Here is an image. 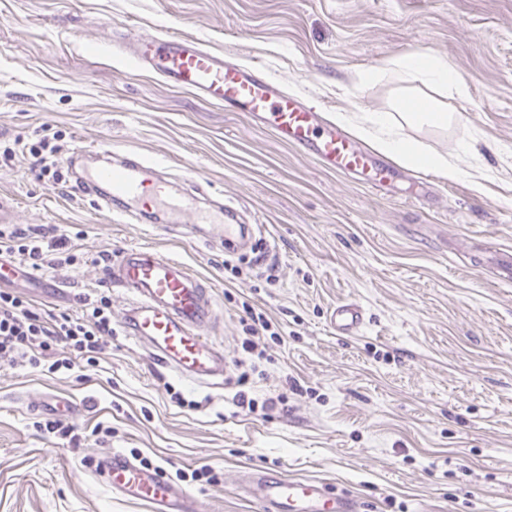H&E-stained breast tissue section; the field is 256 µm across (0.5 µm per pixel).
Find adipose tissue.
<instances>
[{"instance_id":"ef3b65f1","label":"adipose tissue","mask_w":512,"mask_h":512,"mask_svg":"<svg viewBox=\"0 0 512 512\" xmlns=\"http://www.w3.org/2000/svg\"><path fill=\"white\" fill-rule=\"evenodd\" d=\"M384 73L395 76L401 84L391 111L340 112L335 116L336 122L348 124L357 136L368 139L375 149L406 167L433 170L446 178L459 176L455 155L429 151L418 141L402 136L400 130L405 125L444 129L461 123L462 111L449 110L446 101L467 97L468 88L462 77L446 59L406 52L389 59L384 70L366 72L353 88V96H361L365 85Z\"/></svg>"}]
</instances>
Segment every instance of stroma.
<instances>
[{
    "label": "stroma",
    "instance_id": "1",
    "mask_svg": "<svg viewBox=\"0 0 512 512\" xmlns=\"http://www.w3.org/2000/svg\"><path fill=\"white\" fill-rule=\"evenodd\" d=\"M127 29L200 38L328 119L391 57L445 58L468 86L449 102L467 122L405 133L437 152L469 145L460 166L480 162L487 177L433 174L419 186L406 176L393 197L376 194L247 113L113 54ZM47 127L60 133V181L16 153L0 168V220L82 229L87 262L50 273L56 295L25 278L8 288L45 315L105 293L115 333L92 368L0 366V512H147L95 473L94 457L115 451L163 466L206 512H256L242 490L256 467L322 479L361 512H512V280L491 273L495 253L512 248V0H0V144L37 141ZM82 146L162 160L174 190L200 183L262 230L238 254L114 222L76 187L69 162ZM131 246L172 254L212 285L213 341L243 359L249 397L284 393L287 404L241 412L238 371L223 388L195 386L125 336V297L94 259ZM344 300L365 311L348 338L328 326ZM247 305L281 333L260 337V358L241 351ZM173 390L199 409L173 403ZM53 395L83 404L67 422L88 440L40 430L50 415L36 404ZM99 425L111 436H92ZM203 465L217 482L191 479Z\"/></svg>",
    "mask_w": 512,
    "mask_h": 512
}]
</instances>
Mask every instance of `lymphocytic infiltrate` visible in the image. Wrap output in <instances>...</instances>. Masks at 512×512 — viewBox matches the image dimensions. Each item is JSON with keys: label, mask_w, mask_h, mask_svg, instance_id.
<instances>
[{"label": "lymphocytic infiltrate", "mask_w": 512, "mask_h": 512, "mask_svg": "<svg viewBox=\"0 0 512 512\" xmlns=\"http://www.w3.org/2000/svg\"><path fill=\"white\" fill-rule=\"evenodd\" d=\"M67 233L37 226L0 225V256H7L36 271H56L78 259ZM78 315L49 317L34 311L27 300L0 290V364L26 362L36 366L42 352L61 346L49 372L94 365L106 337L112 334V301L108 295H83Z\"/></svg>", "instance_id": "lymphocytic-infiltrate-1"}]
</instances>
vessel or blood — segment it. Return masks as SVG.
I'll use <instances>...</instances> for the list:
<instances>
[{"label":"vessel or blood","instance_id":"b4317fda","mask_svg":"<svg viewBox=\"0 0 512 512\" xmlns=\"http://www.w3.org/2000/svg\"><path fill=\"white\" fill-rule=\"evenodd\" d=\"M133 41V56L141 67L155 70L170 85L208 102L248 113L315 162L366 176L378 190L392 178L391 165L376 159L345 131L322 126L318 112L278 90L255 70L226 62L223 53L203 41L173 34L137 35ZM77 184L123 222L137 218L129 208L133 201L169 215L190 211L193 223L215 224L229 252L238 251L252 233L250 226L233 223L230 207H222L223 218L217 221L209 209L190 208L188 200L169 194L160 164L136 152L104 151L102 164L83 169ZM107 278L126 297L122 325L130 340L179 377L211 388L223 387L227 358L206 334L216 319L214 299L183 262L130 247L109 268ZM330 324L337 335H355L365 324L364 310L352 301L338 302ZM95 469L113 493L143 502L149 512H203L201 498L171 482L163 467L146 469L115 452L99 457ZM245 489L258 512H358L349 496H331L319 483L265 470L247 473Z\"/></svg>","mask_w":512,"mask_h":512}]
</instances>
